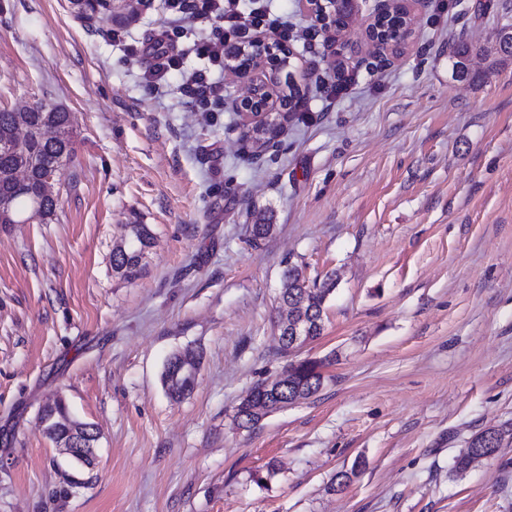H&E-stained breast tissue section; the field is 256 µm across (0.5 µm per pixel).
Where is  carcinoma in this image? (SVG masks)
Returning a JSON list of instances; mask_svg holds the SVG:
<instances>
[{"label": "carcinoma", "mask_w": 512, "mask_h": 512, "mask_svg": "<svg viewBox=\"0 0 512 512\" xmlns=\"http://www.w3.org/2000/svg\"><path fill=\"white\" fill-rule=\"evenodd\" d=\"M77 13L83 18L96 15L105 16L112 12L109 0H71ZM475 53L489 54L486 47H476L467 42L457 44L452 51V68L455 76L468 75V61ZM52 125L56 129L55 138L48 140L40 135V128ZM75 154L74 129L70 113L59 108L44 105H26L10 111L0 112V194L10 195L9 209L0 211V224H15L22 218L42 221L55 215L58 200L44 194L42 178L50 169H64ZM29 170L26 183L18 186L13 176L18 169ZM153 240L146 224L130 225V240L112 251V270L125 280L139 277L142 271L144 252ZM336 286L333 276H327L322 285L309 287L303 279L301 270L291 266L284 274L280 301L294 312L292 318L280 327V335H285L297 322H303L304 335L315 340L322 335L323 306ZM190 360L200 366L201 356L186 351L173 355L165 367L163 384L174 398L188 395L193 389L195 377L185 373L175 374L184 360ZM323 361L304 360L289 364L282 375L290 381L292 396L305 399L314 394L321 385L322 375L319 371ZM278 410L276 401L265 398L263 383L252 388V393L237 407L236 416L240 426L251 428L264 416ZM50 422L44 431L54 435L68 432L69 420L67 408L58 403L47 415ZM483 433L471 438L465 450L456 456L453 472L462 475L470 468L475 444L481 440Z\"/></svg>", "instance_id": "cac0c4a2"}]
</instances>
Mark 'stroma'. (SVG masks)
Here are the masks:
<instances>
[{"mask_svg":"<svg viewBox=\"0 0 512 512\" xmlns=\"http://www.w3.org/2000/svg\"><path fill=\"white\" fill-rule=\"evenodd\" d=\"M377 5L335 33L272 0L301 100L259 149L244 78L224 70L209 110L183 88L209 67L204 27L172 33L164 88L146 80L161 0L124 23L0 0V108L59 107L76 132L54 220L0 224V512H512V444L452 473L512 423V56L463 80L449 59L493 46L512 0H409L413 35L387 50L366 36ZM132 224L153 243L127 282L112 251ZM290 265L336 288L322 336L287 354ZM187 349L200 370L174 399L162 373ZM304 359L319 390L240 428L250 389ZM58 399L96 428L93 468L46 436ZM488 47H476L467 42H461L457 44L452 51V68L455 76L466 77L468 75V64L469 58L474 53H482L489 55ZM492 430L493 434L496 439L495 446L490 449L491 453H497L499 448H502V446L506 443H512V424L502 425L499 428L494 429H488ZM484 430L475 436L471 438V440L468 443V446L465 450H463L461 453H459L458 456H456L453 466V472L456 475H463L467 470L470 468L473 457L476 456L473 453V448L475 447V444L481 440L483 435L488 431Z\"/></svg>","mask_w":512,"mask_h":512,"instance_id":"stroma-1","label":"stroma"}]
</instances>
